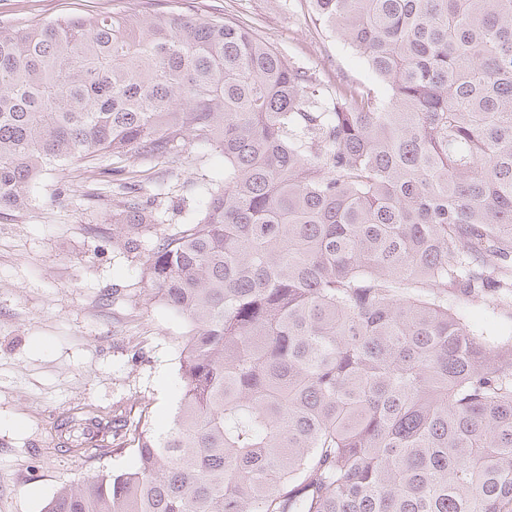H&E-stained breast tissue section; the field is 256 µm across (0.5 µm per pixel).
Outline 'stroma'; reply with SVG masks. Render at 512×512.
Returning a JSON list of instances; mask_svg holds the SVG:
<instances>
[{
    "label": "stroma",
    "instance_id": "stroma-1",
    "mask_svg": "<svg viewBox=\"0 0 512 512\" xmlns=\"http://www.w3.org/2000/svg\"><path fill=\"white\" fill-rule=\"evenodd\" d=\"M143 0H0V26L24 27L64 16L135 10ZM186 16L230 17L262 35L323 89L376 86L362 55L316 21L308 0H152ZM224 158L185 140L173 156H102L47 168L27 208L0 212V512H43L64 484L127 471L122 456L58 451V425L77 408L130 410L149 405L152 426L167 429L181 395L179 357L192 325L151 299L143 260L107 229L128 188L152 202L156 225L146 246L200 216ZM448 306L491 342L512 340V302L471 300L448 291Z\"/></svg>",
    "mask_w": 512,
    "mask_h": 512
}]
</instances>
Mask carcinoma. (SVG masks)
<instances>
[{"label": "carcinoma", "mask_w": 512, "mask_h": 512, "mask_svg": "<svg viewBox=\"0 0 512 512\" xmlns=\"http://www.w3.org/2000/svg\"><path fill=\"white\" fill-rule=\"evenodd\" d=\"M380 83L324 97L231 18L0 27V210L49 166L224 155L201 218L148 250L193 332L166 431L90 408L78 457L138 467L45 512H512V343L448 309L512 293V0H309ZM153 206L112 213L142 254Z\"/></svg>", "instance_id": "obj_1"}]
</instances>
